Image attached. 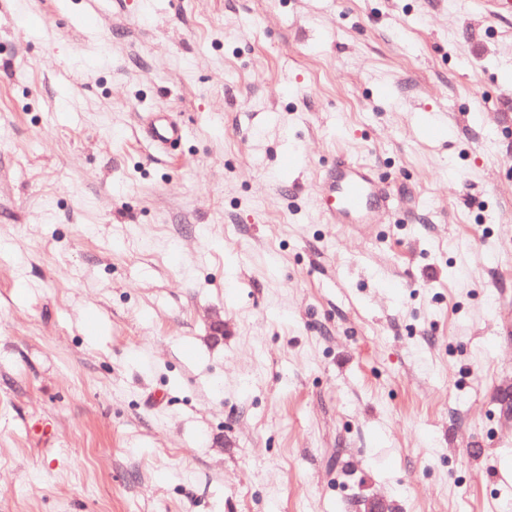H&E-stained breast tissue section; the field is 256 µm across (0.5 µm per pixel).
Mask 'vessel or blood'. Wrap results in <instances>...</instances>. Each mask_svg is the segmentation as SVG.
Listing matches in <instances>:
<instances>
[{
	"instance_id": "vessel-or-blood-1",
	"label": "vessel or blood",
	"mask_w": 512,
	"mask_h": 512,
	"mask_svg": "<svg viewBox=\"0 0 512 512\" xmlns=\"http://www.w3.org/2000/svg\"><path fill=\"white\" fill-rule=\"evenodd\" d=\"M145 131L159 145L182 136L179 126L150 112L144 117ZM320 212L328 224H355L366 229L381 223L391 209V195L367 165L340 162L319 176Z\"/></svg>"
}]
</instances>
